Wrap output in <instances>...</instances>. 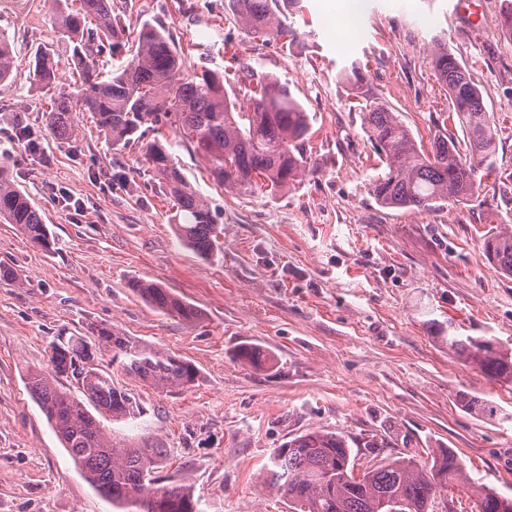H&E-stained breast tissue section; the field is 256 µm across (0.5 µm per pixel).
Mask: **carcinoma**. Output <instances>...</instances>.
<instances>
[{
  "instance_id": "carcinoma-1",
  "label": "carcinoma",
  "mask_w": 512,
  "mask_h": 512,
  "mask_svg": "<svg viewBox=\"0 0 512 512\" xmlns=\"http://www.w3.org/2000/svg\"><path fill=\"white\" fill-rule=\"evenodd\" d=\"M246 35L254 39L298 41L296 29L284 24L268 0H229ZM72 44L71 61L79 80L68 88L55 80V49L40 46L33 80L53 90L54 109L46 128L61 139L72 137L69 114L76 107L96 117L97 128L114 147L138 140L146 131L172 129L192 147L218 186L240 193H277L298 181L308 164L306 146L312 135L308 113L287 87L262 77L249 67V107L241 108L224 86V75L184 70L183 57L165 30L144 22L135 54L102 79L98 58L125 46V30L112 15V0H65L57 17ZM438 79L448 89L446 127H436L425 147L382 102L364 99V132L383 166L370 180L369 191L381 206L428 211L443 202H463L479 188L478 173H496L494 159L499 132L467 70L445 48L432 53ZM13 55L0 34V85L10 76ZM145 159L153 175L175 202L174 223L182 244L201 256L216 246L214 214L188 182L172 154L157 139L148 143ZM0 219L15 224L28 240L48 248L51 235L38 209L15 186L0 165ZM487 258L500 272L512 276V231L491 230L483 238ZM130 288L150 306L193 322L199 312L163 286L135 281ZM93 336H59L50 345L53 374L27 372V387L47 421L60 437L86 481L112 503L115 512H200L191 489L164 483L167 449L150 438L115 441L101 419L125 421L142 414L126 390L95 364L97 351L110 356V365L156 389L184 388L197 381L189 361L140 339L116 325L92 324ZM448 345L486 376L512 382V353L486 336H450ZM71 377L81 396L56 384ZM463 407L478 416L494 417L497 406L477 398ZM348 436L308 430L275 449L261 474L262 483L288 499L292 512H429L436 495L472 493L478 512H512V496L471 482L457 455L441 449L425 466L397 457L354 474Z\"/></svg>"
}]
</instances>
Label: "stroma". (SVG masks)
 Returning <instances> with one entry per match:
<instances>
[{
  "label": "stroma",
  "mask_w": 512,
  "mask_h": 512,
  "mask_svg": "<svg viewBox=\"0 0 512 512\" xmlns=\"http://www.w3.org/2000/svg\"><path fill=\"white\" fill-rule=\"evenodd\" d=\"M270 0L300 39L248 38L228 0H114L127 41L101 72L137 47L142 22L169 31L187 71L223 73L243 90L239 62L286 84L310 117L311 172L291 189L249 195L212 182L170 129L159 139L217 216L219 246L201 257L174 233L175 209L138 142L113 148L90 113L71 114L75 139L47 135L51 96L32 80L34 56L54 45L60 82H74L72 51L55 0H0V33L14 66L0 85V164L42 214L47 250L0 221V512H112L84 479L26 385L48 369L58 336L91 323L191 361L193 386L158 390L112 370L139 401L114 438L149 436L168 451V482L192 487L201 512H289L260 485L275 448L321 428L349 435L357 468L402 456L427 463L452 450L475 482L512 494V383L487 378L448 346L449 335L487 336L512 351V277L486 259L482 237L512 225V39L503 0ZM445 47L477 83L499 128L496 179L478 195L424 212L379 206L369 193L375 154L341 69L355 65L368 94L429 138L448 110L432 65ZM81 201L74 211L60 194ZM154 282L199 311L182 321L131 289ZM257 348L253 365L239 358ZM492 402L481 418L459 394Z\"/></svg>",
  "instance_id": "stroma-1"
}]
</instances>
